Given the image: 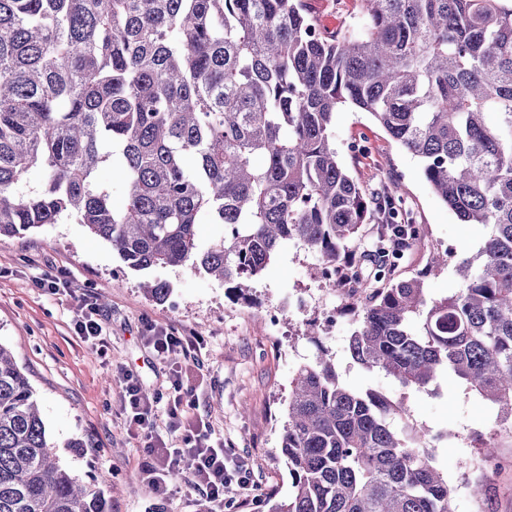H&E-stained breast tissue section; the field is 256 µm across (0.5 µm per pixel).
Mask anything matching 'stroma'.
I'll return each instance as SVG.
<instances>
[{
    "instance_id": "stroma-1",
    "label": "stroma",
    "mask_w": 512,
    "mask_h": 512,
    "mask_svg": "<svg viewBox=\"0 0 512 512\" xmlns=\"http://www.w3.org/2000/svg\"><path fill=\"white\" fill-rule=\"evenodd\" d=\"M308 3L328 30L357 35L364 28L360 0ZM331 139L341 164L365 191H373L385 174L401 188L424 244L404 252L398 277L423 276L435 296L454 292L453 266L459 257L477 253L486 227L457 220L431 190L421 161L368 113L340 107ZM436 252L447 254L448 265L432 275L427 268ZM318 267L314 253L287 246L250 280L242 298L191 266L159 267L150 275L169 282L172 292L155 303L140 288L145 275L127 268L83 225L52 224L0 240V343L28 374L61 461L84 483L105 477L114 485L107 495L109 512H188L189 504L205 505L187 473L169 480L167 494L160 496L140 467L149 437L180 448L200 432L252 468L253 488L233 494L223 512H271L291 487L278 443L299 365L325 350L347 386L403 396L392 378L350 362L346 347L354 316L335 291L326 289ZM48 271L62 275L66 288L54 294L38 288L37 279ZM306 290L311 293L306 306L291 304V297ZM85 298L98 304L102 335L96 347L74 331ZM149 322L198 337L201 345L178 362L160 359L144 338ZM176 363L189 394L181 406L182 425L174 429L166 408L174 398L170 369ZM128 374L158 402L151 435L130 423L123 401ZM407 398L414 422L434 434H452L438 450V463L458 487L457 512H512V426L499 423L496 408L452 375L442 379L439 393L415 391ZM77 439L82 447H74ZM489 441L497 455L476 467L477 450ZM471 480L484 482L485 499L471 497Z\"/></svg>"
}]
</instances>
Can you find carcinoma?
<instances>
[{
	"label": "carcinoma",
	"mask_w": 512,
	"mask_h": 512,
	"mask_svg": "<svg viewBox=\"0 0 512 512\" xmlns=\"http://www.w3.org/2000/svg\"><path fill=\"white\" fill-rule=\"evenodd\" d=\"M361 2L353 36L307 0H0V238L73 220L132 270L190 262L239 294L300 243L331 286L370 289L345 295L352 363L404 390L452 373L512 421V0ZM343 103L422 160L459 221L490 226L453 294L394 279L421 238L394 185L367 194L340 164ZM105 166L125 181L119 208ZM204 220L224 235L201 243ZM143 291L163 302L171 285ZM290 387L292 490L272 512H455L404 399L346 386L326 353ZM54 448L0 343V512H108Z\"/></svg>",
	"instance_id": "carcinoma-1"
}]
</instances>
